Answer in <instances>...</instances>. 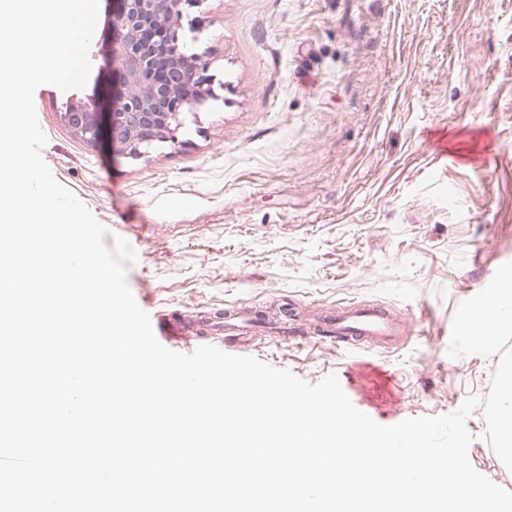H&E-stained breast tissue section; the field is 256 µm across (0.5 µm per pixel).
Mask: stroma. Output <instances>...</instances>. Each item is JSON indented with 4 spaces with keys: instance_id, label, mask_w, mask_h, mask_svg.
Segmentation results:
<instances>
[{
    "instance_id": "1",
    "label": "stroma",
    "mask_w": 512,
    "mask_h": 512,
    "mask_svg": "<svg viewBox=\"0 0 512 512\" xmlns=\"http://www.w3.org/2000/svg\"><path fill=\"white\" fill-rule=\"evenodd\" d=\"M112 0H99L84 88L46 84L42 157L136 259L150 318L265 317L245 355L395 425L485 398L495 355H448L458 305L512 262V0H198L178 34L204 54L214 98L179 141L130 159L64 122L111 79ZM390 311L400 341L344 349L277 336L284 309ZM472 466L512 471L467 421Z\"/></svg>"
}]
</instances>
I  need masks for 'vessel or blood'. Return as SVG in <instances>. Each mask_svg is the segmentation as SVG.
<instances>
[{
    "label": "vessel or blood",
    "mask_w": 512,
    "mask_h": 512,
    "mask_svg": "<svg viewBox=\"0 0 512 512\" xmlns=\"http://www.w3.org/2000/svg\"><path fill=\"white\" fill-rule=\"evenodd\" d=\"M153 331L163 344L183 346L190 343L192 327L182 318H165L158 320ZM393 324L387 313L361 307L357 304L343 306L341 312L325 317L318 328L320 336L336 340L343 345L360 343L380 344L390 340Z\"/></svg>",
    "instance_id": "1"
}]
</instances>
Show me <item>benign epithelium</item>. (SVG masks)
<instances>
[{"label": "benign epithelium", "mask_w": 512, "mask_h": 512, "mask_svg": "<svg viewBox=\"0 0 512 512\" xmlns=\"http://www.w3.org/2000/svg\"><path fill=\"white\" fill-rule=\"evenodd\" d=\"M111 56L116 79L98 108L72 106L64 118L92 147L138 159L155 143L176 144L184 114L211 92L204 56L180 41L176 22L193 0H116Z\"/></svg>", "instance_id": "1"}]
</instances>
